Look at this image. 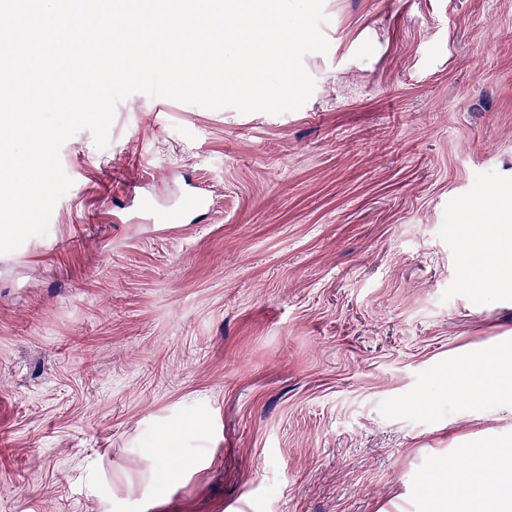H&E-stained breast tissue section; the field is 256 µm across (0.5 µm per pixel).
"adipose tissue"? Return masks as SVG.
<instances>
[{
  "instance_id": "1",
  "label": "adipose tissue",
  "mask_w": 512,
  "mask_h": 512,
  "mask_svg": "<svg viewBox=\"0 0 512 512\" xmlns=\"http://www.w3.org/2000/svg\"><path fill=\"white\" fill-rule=\"evenodd\" d=\"M477 376L479 385L457 380L453 383V392H466L478 400L489 389L502 405L512 410V348L502 346L486 353ZM467 454L475 463L467 490L457 494L458 475L443 474L441 483L445 490L433 496L431 512H512V439L500 440L491 448H471ZM489 471L496 475L495 485L490 489L483 483Z\"/></svg>"
}]
</instances>
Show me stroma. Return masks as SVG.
<instances>
[{
  "label": "stroma",
  "instance_id": "1",
  "mask_svg": "<svg viewBox=\"0 0 512 512\" xmlns=\"http://www.w3.org/2000/svg\"><path fill=\"white\" fill-rule=\"evenodd\" d=\"M282 114L142 94L0 255V512H426L512 337V0H324ZM192 192L202 224H156ZM178 460L159 478L153 449ZM477 377L481 379L480 386L472 385V381L455 380L452 386L456 393L466 391L475 400L482 398L485 390H492L499 401L507 409L512 410V352L510 347L501 346L483 355V360L477 369Z\"/></svg>",
  "mask_w": 512,
  "mask_h": 512
}]
</instances>
